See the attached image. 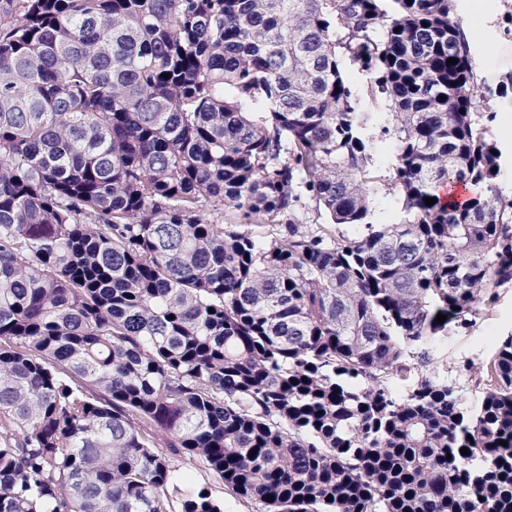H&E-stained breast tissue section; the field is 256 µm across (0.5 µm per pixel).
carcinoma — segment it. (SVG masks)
<instances>
[{
    "label": "carcinoma",
    "instance_id": "carcinoma-1",
    "mask_svg": "<svg viewBox=\"0 0 512 512\" xmlns=\"http://www.w3.org/2000/svg\"><path fill=\"white\" fill-rule=\"evenodd\" d=\"M486 100L455 0H0V512H512V336L429 368L512 284ZM184 476L185 479H181L180 483L181 495L178 496L184 497L190 491H194L197 486L205 485L216 497L224 499V512H255L252 505L243 503L227 494L224 484L203 464L195 463Z\"/></svg>",
    "mask_w": 512,
    "mask_h": 512
}]
</instances>
